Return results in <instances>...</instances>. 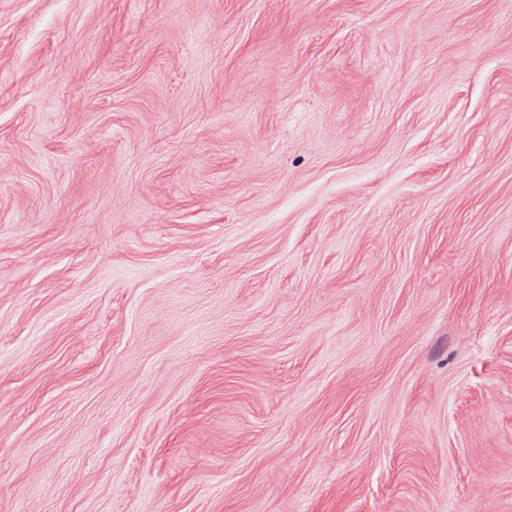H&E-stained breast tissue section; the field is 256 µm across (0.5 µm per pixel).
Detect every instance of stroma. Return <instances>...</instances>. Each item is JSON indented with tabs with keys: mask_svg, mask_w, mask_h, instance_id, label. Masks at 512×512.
<instances>
[{
	"mask_svg": "<svg viewBox=\"0 0 512 512\" xmlns=\"http://www.w3.org/2000/svg\"><path fill=\"white\" fill-rule=\"evenodd\" d=\"M0 512H512V0H0Z\"/></svg>",
	"mask_w": 512,
	"mask_h": 512,
	"instance_id": "1",
	"label": "stroma"
}]
</instances>
